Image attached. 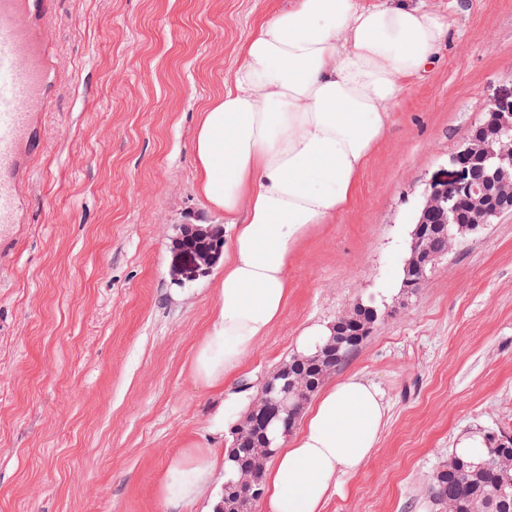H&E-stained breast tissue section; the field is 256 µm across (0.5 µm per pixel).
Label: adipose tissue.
Returning <instances> with one entry per match:
<instances>
[{"label":"adipose tissue","instance_id":"ef3b65f1","mask_svg":"<svg viewBox=\"0 0 512 512\" xmlns=\"http://www.w3.org/2000/svg\"><path fill=\"white\" fill-rule=\"evenodd\" d=\"M448 27L422 0H288L256 23L231 86L204 106L197 187L231 234L190 372L223 389L224 414L243 404L234 384L244 361L288 303L291 256L349 206L391 107L433 64ZM386 415L383 391L358 375L327 386L265 472L268 512H322L341 477L376 452ZM223 464L219 449L188 444L162 498L198 503Z\"/></svg>","mask_w":512,"mask_h":512}]
</instances>
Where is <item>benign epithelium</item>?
Here are the masks:
<instances>
[{"mask_svg":"<svg viewBox=\"0 0 512 512\" xmlns=\"http://www.w3.org/2000/svg\"><path fill=\"white\" fill-rule=\"evenodd\" d=\"M504 214H512V95L484 106L482 121L448 158V176L423 184L411 217L413 275L405 278L402 286L412 289L424 282L436 262L447 255L430 245L432 233L451 243L461 230L476 234ZM175 248L178 280H195L216 263L222 249L218 226L183 225ZM288 393V386L279 388L269 381L258 395L259 401L283 413L279 421L285 434L292 422Z\"/></svg>","mask_w":512,"mask_h":512,"instance_id":"obj_1","label":"benign epithelium"}]
</instances>
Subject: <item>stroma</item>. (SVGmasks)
<instances>
[{
    "label": "stroma",
    "mask_w": 512,
    "mask_h": 512,
    "mask_svg": "<svg viewBox=\"0 0 512 512\" xmlns=\"http://www.w3.org/2000/svg\"><path fill=\"white\" fill-rule=\"evenodd\" d=\"M282 3L57 0L44 149L0 263V512H175L159 495L171 460L228 448L223 391L189 371L224 267L179 284L173 241L224 222L197 188L200 110ZM426 3L449 22L437 63L392 109L351 205L289 261L288 305L237 381L253 399L308 329L359 302L383 310L335 374L379 386L387 423L324 512H432L428 479L463 436H512V215L401 287L422 184L512 92V0Z\"/></svg>",
    "instance_id": "35a3bbf8"
}]
</instances>
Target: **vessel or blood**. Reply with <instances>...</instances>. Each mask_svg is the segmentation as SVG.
I'll list each match as a JSON object with an SVG mask.
<instances>
[{
  "instance_id": "vessel-or-blood-1",
  "label": "vessel or blood",
  "mask_w": 512,
  "mask_h": 512,
  "mask_svg": "<svg viewBox=\"0 0 512 512\" xmlns=\"http://www.w3.org/2000/svg\"><path fill=\"white\" fill-rule=\"evenodd\" d=\"M53 0H0V256L20 221L34 130L54 79L45 23Z\"/></svg>"
}]
</instances>
